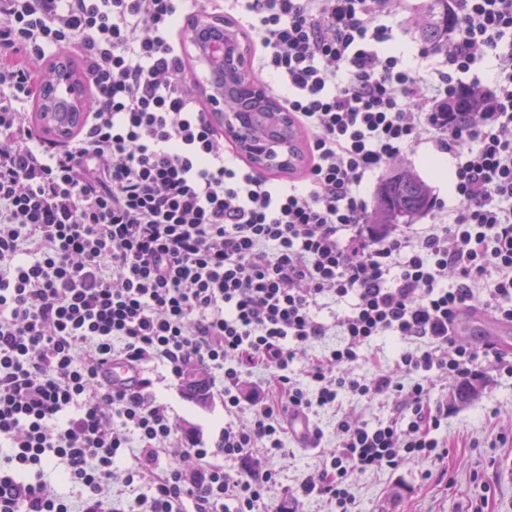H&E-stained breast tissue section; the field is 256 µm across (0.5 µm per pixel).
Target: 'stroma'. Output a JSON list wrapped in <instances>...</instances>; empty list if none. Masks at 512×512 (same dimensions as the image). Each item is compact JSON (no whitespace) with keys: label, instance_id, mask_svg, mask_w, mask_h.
<instances>
[{"label":"stroma","instance_id":"stroma-1","mask_svg":"<svg viewBox=\"0 0 512 512\" xmlns=\"http://www.w3.org/2000/svg\"><path fill=\"white\" fill-rule=\"evenodd\" d=\"M159 390L185 431L208 438L223 426L220 403L199 406L185 396L182 386L170 381ZM509 427L512 380L479 388L448 419V433L455 439L448 456L453 486L445 489L423 482L422 464L409 461L392 472L355 477L352 491L360 512H467L471 502L483 497L489 501V512H512V446L494 445L497 432ZM491 469L498 471L500 480L487 489L475 475Z\"/></svg>","mask_w":512,"mask_h":512}]
</instances>
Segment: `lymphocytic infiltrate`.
I'll return each mask as SVG.
<instances>
[{
    "instance_id": "lymphocytic-infiltrate-1",
    "label": "lymphocytic infiltrate",
    "mask_w": 512,
    "mask_h": 512,
    "mask_svg": "<svg viewBox=\"0 0 512 512\" xmlns=\"http://www.w3.org/2000/svg\"><path fill=\"white\" fill-rule=\"evenodd\" d=\"M451 9L412 63L387 0H0V512H357L354 476L408 459L447 482L436 384L512 379L453 331L512 322V0ZM202 11L255 43L304 173L267 175L213 126L179 41ZM59 53L88 93L66 140L29 118ZM463 88L484 111H441ZM423 148L450 160L449 201L368 224L362 185ZM191 371L224 405L209 442L157 392ZM298 414L320 462L288 486Z\"/></svg>"
}]
</instances>
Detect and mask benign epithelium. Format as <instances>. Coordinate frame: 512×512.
<instances>
[{"instance_id":"1","label":"benign epithelium","mask_w":512,"mask_h":512,"mask_svg":"<svg viewBox=\"0 0 512 512\" xmlns=\"http://www.w3.org/2000/svg\"><path fill=\"white\" fill-rule=\"evenodd\" d=\"M222 41L220 47H205L207 62L221 75L213 95L217 111L224 118V135L234 140L241 151L259 169L294 166L299 155L289 129L288 117L279 102L265 95L260 83L252 78L248 68V48L226 30H217L203 15L198 21L197 38ZM66 87L67 95H58ZM41 111L47 122L58 132L65 133L80 125L85 112V82L83 77L64 62L58 63L52 78L39 90Z\"/></svg>"}]
</instances>
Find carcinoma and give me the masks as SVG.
<instances>
[{
    "instance_id": "obj_1",
    "label": "carcinoma",
    "mask_w": 512,
    "mask_h": 512,
    "mask_svg": "<svg viewBox=\"0 0 512 512\" xmlns=\"http://www.w3.org/2000/svg\"><path fill=\"white\" fill-rule=\"evenodd\" d=\"M457 26L455 16L448 12V0H428L418 13L416 31L420 41L432 48L448 42V32ZM450 112H479L480 100L472 94L445 102ZM431 192L428 185L400 165H395L393 174L379 188L376 207L370 217L373 224H407L416 214L428 207ZM185 393L199 404L208 402L202 378L190 372L185 378Z\"/></svg>"
}]
</instances>
